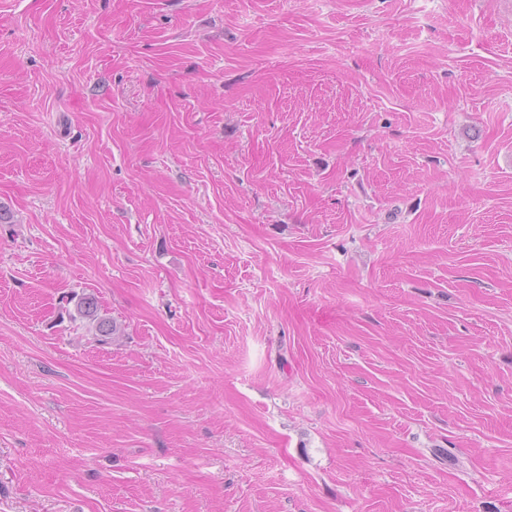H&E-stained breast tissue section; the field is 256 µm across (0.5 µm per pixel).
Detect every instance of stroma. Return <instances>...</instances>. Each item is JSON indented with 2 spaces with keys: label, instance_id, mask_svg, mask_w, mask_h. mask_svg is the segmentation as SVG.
I'll return each instance as SVG.
<instances>
[{
  "label": "stroma",
  "instance_id": "35a3bbf8",
  "mask_svg": "<svg viewBox=\"0 0 512 512\" xmlns=\"http://www.w3.org/2000/svg\"><path fill=\"white\" fill-rule=\"evenodd\" d=\"M0 512H512V0H0Z\"/></svg>",
  "mask_w": 512,
  "mask_h": 512
}]
</instances>
